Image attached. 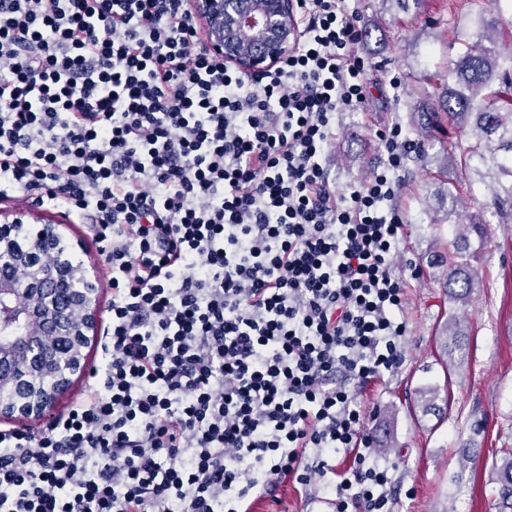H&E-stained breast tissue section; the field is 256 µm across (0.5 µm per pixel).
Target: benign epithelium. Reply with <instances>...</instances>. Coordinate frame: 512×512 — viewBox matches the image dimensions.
Here are the masks:
<instances>
[{
    "instance_id": "benign-epithelium-1",
    "label": "benign epithelium",
    "mask_w": 512,
    "mask_h": 512,
    "mask_svg": "<svg viewBox=\"0 0 512 512\" xmlns=\"http://www.w3.org/2000/svg\"><path fill=\"white\" fill-rule=\"evenodd\" d=\"M210 50L249 73L268 71L298 39L294 0H189ZM22 217L0 221V420L26 424L53 418L59 400L81 374L82 349L99 322V289L85 270L76 300L71 290L41 267L20 281L12 231ZM70 343L69 368L60 375L57 338Z\"/></svg>"
}]
</instances>
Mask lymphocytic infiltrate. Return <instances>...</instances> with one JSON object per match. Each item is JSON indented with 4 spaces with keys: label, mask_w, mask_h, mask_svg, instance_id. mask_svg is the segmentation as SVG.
<instances>
[{
    "label": "lymphocytic infiltrate",
    "mask_w": 512,
    "mask_h": 512,
    "mask_svg": "<svg viewBox=\"0 0 512 512\" xmlns=\"http://www.w3.org/2000/svg\"><path fill=\"white\" fill-rule=\"evenodd\" d=\"M296 12L255 76L186 0H0V199L88 224L111 290L84 394L0 430V512H248L285 477L386 512L350 384L402 362L414 143L377 126L382 164L331 189L336 116L367 102L363 27L346 0Z\"/></svg>",
    "instance_id": "obj_1"
}]
</instances>
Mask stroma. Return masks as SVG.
<instances>
[{
    "mask_svg": "<svg viewBox=\"0 0 512 512\" xmlns=\"http://www.w3.org/2000/svg\"><path fill=\"white\" fill-rule=\"evenodd\" d=\"M365 36L360 51L370 64L369 97L363 112L338 116L329 155L337 192L368 179L383 155L373 136L377 125L396 122L412 132L410 108L436 93L435 72L444 70L456 46L451 31H468L472 17L458 0H424L420 12H395L384 0H355ZM400 84H392V77ZM464 180L471 193L469 213H482L483 234L468 237L471 263L482 286L470 304L452 302L444 287L448 267L445 241L455 231L441 193L450 181ZM398 199L407 224L393 257L395 268L412 259L420 269L407 292L408 334L404 362L394 372L356 383L372 439L392 477L390 512H497L498 486L492 465L500 449L512 448V223H500L481 205L491 196L490 179L473 169L426 170L405 161L399 171ZM27 211L28 227L55 225L74 263L99 279L101 256L87 224L63 210L36 206L21 193L0 200V212ZM465 319L471 332L461 368L447 369L437 334L450 315ZM435 390L441 412L425 411L423 389ZM473 464L463 465L466 454ZM323 480L307 487L287 481L275 499L257 498L249 512H331Z\"/></svg>",
    "mask_w": 512,
    "mask_h": 512,
    "instance_id": "stroma-1",
    "label": "stroma"
}]
</instances>
